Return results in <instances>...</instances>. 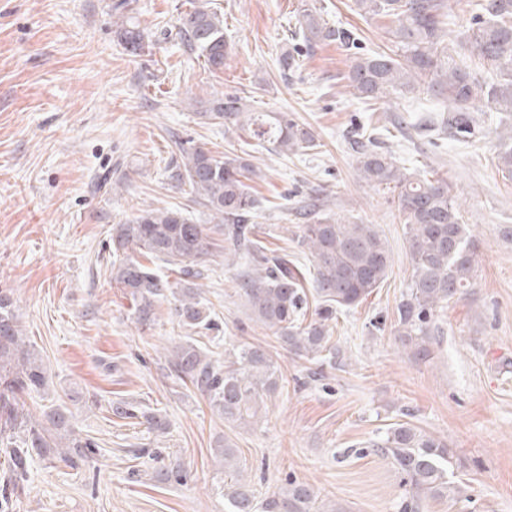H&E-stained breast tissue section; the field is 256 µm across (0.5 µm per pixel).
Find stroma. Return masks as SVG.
Returning <instances> with one entry per match:
<instances>
[{
    "mask_svg": "<svg viewBox=\"0 0 512 512\" xmlns=\"http://www.w3.org/2000/svg\"><path fill=\"white\" fill-rule=\"evenodd\" d=\"M229 44L220 72L182 44L187 0H0V288L13 293L23 337L49 370L24 397L34 419L67 404L95 445L75 469L33 457L23 489L0 494L13 512H227L224 469L214 455L229 438L258 498L296 480L340 512H403L412 490L369 443L396 423L445 439L454 455L453 499L423 498L421 512H512V177L495 164L500 112L475 103L474 134L430 130L434 91L393 92L370 106L345 89L348 56L336 44L302 48L281 79L277 58L298 42L301 7L331 26L358 29L369 51H391L392 18L366 19L351 0H212ZM149 44L130 54L117 21ZM254 97L258 110L288 112L311 128L315 149L275 154L242 131L205 123L201 102ZM362 131L389 147L419 179L447 178L477 245L467 295L435 312L430 361L397 339L396 306L411 278L397 194L356 174L350 145ZM215 154L248 151L264 177L252 187L251 222L267 247L300 266L298 225L345 214L376 225L393 256L377 294L333 322L338 353L314 361L283 349L249 317L236 270L215 256L201 266V300L216 322L204 343L223 359L229 342L266 347L283 375L256 421L230 428L193 387L170 376L165 357L185 331L168 315L141 326L110 273L113 225L144 208H180L195 224L209 211L169 179L171 140ZM129 403L161 417L164 432L113 415ZM179 460L184 482L153 479Z\"/></svg>",
    "mask_w": 512,
    "mask_h": 512,
    "instance_id": "stroma-1",
    "label": "stroma"
}]
</instances>
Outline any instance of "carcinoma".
<instances>
[{
  "instance_id": "carcinoma-1",
  "label": "carcinoma",
  "mask_w": 512,
  "mask_h": 512,
  "mask_svg": "<svg viewBox=\"0 0 512 512\" xmlns=\"http://www.w3.org/2000/svg\"><path fill=\"white\" fill-rule=\"evenodd\" d=\"M362 16H392V41L401 58L385 51L357 52L361 37L355 28L331 27L313 6L302 10L299 35L310 45L334 42L350 55L346 87L367 103L391 92L413 93L427 85L446 99L441 124L460 136L471 133V107L477 101L512 112V0H476L472 22L463 36L477 52L478 61L455 57L443 27L448 13L444 0H353ZM178 35L204 58L211 72L224 70L227 42L224 15L210 0H191L179 13ZM117 36L133 55L145 49V36L133 25H118ZM200 117L227 130H247L277 153H294L317 147L310 129L286 112H260L247 97L227 95L204 105ZM498 166L512 174V128L499 136ZM181 162L173 178L189 186L192 200L212 213L213 228L193 224L179 209L148 208L132 219L112 225V273L128 291L137 323L150 326L157 307L173 297L170 316L187 329L212 328L211 312L203 306L194 279L198 263L212 255L211 233L224 236L225 265L238 268L239 295L253 321L271 330L279 342L298 358L314 359L334 352L329 323L336 315L358 306L380 288L392 267V255L376 225L349 218L324 217L304 224L298 244L312 257L313 271L305 274L288 254L261 244L248 221L258 200L248 182L261 170L246 152L218 156L202 147L180 148ZM355 168L367 185H385L397 192L405 226L406 255L412 268L408 291L397 304L398 336L414 357L432 356L431 318L434 312L472 287L477 247L469 225L463 223L448 179L420 180L405 173L391 151L380 145L358 143ZM159 260L179 269L182 285L173 287L167 276L141 261ZM311 281L316 299L315 318L303 324L308 305L305 282ZM167 368L172 376L191 384L205 396L213 411L232 426L248 425L266 399L274 396L282 374L273 356L250 343L224 348V362L209 357L191 336L174 346ZM48 369L27 348L10 294L0 291V452L7 460L11 482L17 488L28 474L32 455L58 456L72 467L89 462L92 443L72 426V412L58 406L45 413V421L32 420L22 401L24 394L46 386ZM113 413L122 418L145 419L158 432L165 429L153 414L119 405ZM377 452L393 460L404 480L418 493L433 498H453L459 493L448 480L453 459L447 441L397 423L371 442ZM231 476L224 484L230 512H324L313 489L300 482L259 501L243 482L236 446L228 439L216 446Z\"/></svg>"
}]
</instances>
